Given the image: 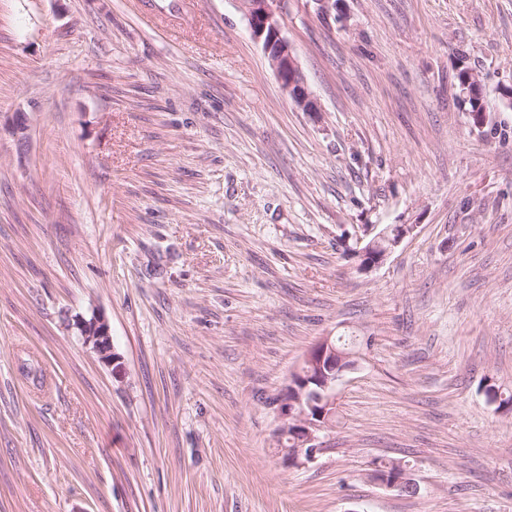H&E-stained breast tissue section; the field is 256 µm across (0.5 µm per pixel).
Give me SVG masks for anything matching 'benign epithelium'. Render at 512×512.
Masks as SVG:
<instances>
[{"instance_id":"obj_1","label":"benign epithelium","mask_w":512,"mask_h":512,"mask_svg":"<svg viewBox=\"0 0 512 512\" xmlns=\"http://www.w3.org/2000/svg\"><path fill=\"white\" fill-rule=\"evenodd\" d=\"M246 12L254 40L262 44L264 53L275 71L281 87L292 101L305 112H317V101L309 92L304 76L293 56L288 40L282 36L283 5L286 0H239ZM376 225L365 230L360 239L361 247L355 251L360 259V268L364 271L381 264L406 236L412 234L417 225L395 224L373 232ZM75 328L82 339L101 363L112 369V374L119 378L123 373L122 357L115 352L112 345L110 326L104 316L92 314L90 318H79ZM309 364L317 366L318 375L314 378L317 388L309 389L294 399L280 398L277 402V419L280 426L294 424L293 434L299 447L291 448L280 454L285 467H299L312 464L324 453L321 433L326 426L324 417L312 416L308 410L317 405L332 403L336 384L343 373L353 367L349 357L336 349L331 337H323L306 357ZM372 480L379 485L401 492L416 493L417 485L413 481L409 468H402L393 476H374Z\"/></svg>"}]
</instances>
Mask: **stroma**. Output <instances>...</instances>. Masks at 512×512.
Masks as SVG:
<instances>
[{
	"label": "stroma",
	"instance_id": "1",
	"mask_svg": "<svg viewBox=\"0 0 512 512\" xmlns=\"http://www.w3.org/2000/svg\"><path fill=\"white\" fill-rule=\"evenodd\" d=\"M201 14L0 0V512H512V0H287L315 113ZM369 224L416 230L363 271ZM325 336L356 365L287 468L270 400ZM469 74L470 73L468 71H462L459 74V80H460L461 86L463 85V83H465V79L469 76ZM462 91H463V93L466 94V99L469 104L468 112H470L472 114L474 112H482V110H483V112L481 114H479V115L475 114V116H477V123L479 126H481L482 121H483V116L486 114L485 112H487L486 106L483 102L484 95H483L482 86H474L473 84H471L469 87L462 86ZM483 104H484V106H483ZM75 328L83 344L101 363L111 367L116 378H120L123 373L122 357L114 350L110 326L104 316L93 313L89 319L79 318L75 322ZM371 479L387 489H394L401 492L406 491L412 494L417 492V485L413 481L412 472L408 466L395 471L392 477H388L387 475H380L377 477L371 476Z\"/></svg>",
	"mask_w": 512,
	"mask_h": 512
}]
</instances>
